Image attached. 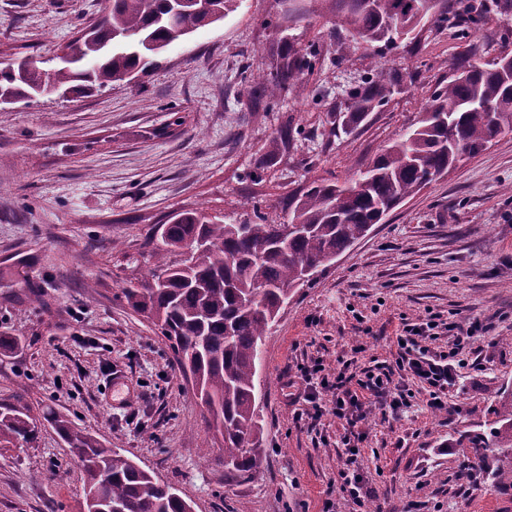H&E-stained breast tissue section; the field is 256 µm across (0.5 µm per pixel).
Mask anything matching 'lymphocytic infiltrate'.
Listing matches in <instances>:
<instances>
[{
	"label": "lymphocytic infiltrate",
	"instance_id": "1",
	"mask_svg": "<svg viewBox=\"0 0 512 512\" xmlns=\"http://www.w3.org/2000/svg\"><path fill=\"white\" fill-rule=\"evenodd\" d=\"M491 330L490 324L478 319L465 326L443 321L437 316L419 322L403 321L396 335L399 352L394 365L383 367L376 374H366L362 379L355 378L344 367L332 377L325 375L324 367L319 363L302 368L303 390L298 398L309 405L311 418L317 419L323 414L318 401L320 393L330 394L333 414L350 427L345 438L347 451L350 457H357L365 436L357 432L356 426L365 419L369 408H387L397 412L409 403L411 392L395 382V372H404L421 385L427 394L428 406L446 408L448 392L455 384V361L462 353H475L477 345L488 340ZM442 334L449 337L447 350L431 351L429 340ZM362 389L368 391V400L359 398L358 392Z\"/></svg>",
	"mask_w": 512,
	"mask_h": 512
}]
</instances>
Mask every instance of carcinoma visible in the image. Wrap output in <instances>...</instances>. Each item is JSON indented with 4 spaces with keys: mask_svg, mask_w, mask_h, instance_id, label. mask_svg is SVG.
Instances as JSON below:
<instances>
[{
    "mask_svg": "<svg viewBox=\"0 0 512 512\" xmlns=\"http://www.w3.org/2000/svg\"><path fill=\"white\" fill-rule=\"evenodd\" d=\"M237 0H106L102 14L85 25L68 52L21 69L0 60V97L29 106L53 94L103 92L158 66L170 46L185 41L201 26L224 21ZM336 0V9L356 39L379 51L400 47L409 31L430 21L464 40L483 21L485 0L467 6L461 18L448 19L438 0ZM315 58L293 49L278 57L275 72L253 78L256 99L294 90ZM396 92L385 69L369 81L344 90V111L334 113L332 133L347 132ZM504 132H512V62L480 58L455 70L439 84L411 130L390 143L363 170L346 181L312 183L288 203V219L301 225L288 232L287 249L275 238L284 224L269 219L261 207L248 208L242 225L228 224L197 210L183 211L156 225L162 247L150 279L140 288H125L131 308L170 341L184 368L211 405L213 422L224 423V484L231 485L262 464V427L256 401V365L264 336L295 289L310 280L305 267L327 266L362 239L391 210L458 162L478 155ZM292 128L282 125L261 157L288 144ZM203 241L181 264L175 250L192 239ZM495 419L480 431H462L457 443L470 449L468 459L484 469L494 487L512 484V388L494 401ZM58 433L80 460L95 469L84 473L85 509L94 512H187L189 503L131 458L72 429L56 418ZM37 433L25 406L0 409V447L32 441Z\"/></svg>",
    "mask_w": 512,
    "mask_h": 512,
    "instance_id": "1",
    "label": "carcinoma"
}]
</instances>
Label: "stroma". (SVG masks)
I'll use <instances>...</instances> for the list:
<instances>
[{"label":"stroma","mask_w":512,"mask_h":512,"mask_svg":"<svg viewBox=\"0 0 512 512\" xmlns=\"http://www.w3.org/2000/svg\"><path fill=\"white\" fill-rule=\"evenodd\" d=\"M104 0H0V52L43 60L100 15ZM316 51L299 89L254 102L282 40ZM512 54V14L488 13L466 40L421 24L380 55L359 44L336 0H239L223 22L170 46L141 83L0 112V406L29 407L33 443L0 447V512H82L80 462L55 430L70 422L177 488L193 512H353L344 498L345 421L305 419L287 383L298 367L372 369L396 357L402 319L494 325L477 367L459 369L443 410L420 387L409 408L372 409L359 469L367 512H512V486L456 479L457 432L491 418L512 385V133L396 207L317 273L264 339L257 400L264 462L224 483V441L169 342L123 289L154 266V225L203 208L269 215L312 181L343 180L415 123L468 52ZM389 68L400 83L350 133L330 136L338 91ZM296 133L252 177L282 122Z\"/></svg>","instance_id":"obj_1"}]
</instances>
